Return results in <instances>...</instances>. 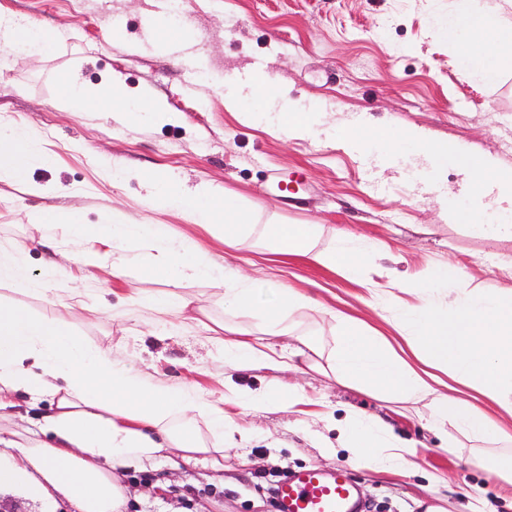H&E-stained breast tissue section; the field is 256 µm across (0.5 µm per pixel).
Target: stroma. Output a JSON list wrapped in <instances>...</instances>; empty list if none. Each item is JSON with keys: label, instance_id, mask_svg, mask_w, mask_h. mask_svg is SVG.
Instances as JSON below:
<instances>
[{"label": "stroma", "instance_id": "stroma-1", "mask_svg": "<svg viewBox=\"0 0 512 512\" xmlns=\"http://www.w3.org/2000/svg\"><path fill=\"white\" fill-rule=\"evenodd\" d=\"M482 0H185L188 48L162 51L150 44L145 21L166 11V0H0V15L49 25L62 34L54 51L31 56L0 45V121L33 127L51 164H39L31 180L43 196L0 182V244L27 256L31 274L47 258L41 230L29 215L48 208L80 212L101 223L107 209L125 211L136 224L168 225L216 265L242 268L259 281L258 303L270 298L262 282L275 274L313 299L295 314L298 332L331 345L337 315L356 318L386 336L409 363L417 357L385 320L370 286L303 259L262 247L233 249L209 230L172 210L143 206L144 178L171 174L185 187L207 183L254 205L277 224H326L374 251L373 283L415 280L431 263H453L471 287L512 286V239L491 237L457 223L470 208L463 174L448 165L428 176L414 147L390 149L384 163L364 161L333 146L329 129L346 119L387 118L392 128H416L512 168V62L499 81L484 82L461 65V44L445 40L439 18ZM117 21L123 41L108 25ZM88 84L109 79L129 94L150 90L167 105V122L124 125L119 115H86L55 108L58 78L70 70ZM264 71L287 87L303 108L321 107L317 138L287 140L265 124L247 125L224 108L228 87H246ZM129 177L113 182L112 162ZM285 178L302 203L293 208L276 187ZM68 270L55 289L32 295L0 282V298L39 314L65 313L78 333L132 365L164 388L194 386L212 401L236 389L260 391L272 379L298 385L305 397L292 408L258 412L226 405L231 424L243 432L226 445L222 464L159 460L148 471L125 474L123 512H275L270 489L281 473L299 468L343 467L363 488L365 512H512V492L491 471L493 449L455 456L443 436L425 422L426 408L407 412L376 394L337 384L319 374H273L225 366L211 338L222 324L253 325V312L224 311V288L214 282L162 281L147 274L122 280L94 269L80 283L84 307L64 309ZM167 293L191 300L183 312L160 315L140 305L142 295ZM381 417L415 443L416 466L378 473L350 464L338 428L350 409Z\"/></svg>", "mask_w": 512, "mask_h": 512}]
</instances>
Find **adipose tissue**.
I'll return each mask as SVG.
<instances>
[{
    "instance_id": "ef3b65f1",
    "label": "adipose tissue",
    "mask_w": 512,
    "mask_h": 512,
    "mask_svg": "<svg viewBox=\"0 0 512 512\" xmlns=\"http://www.w3.org/2000/svg\"><path fill=\"white\" fill-rule=\"evenodd\" d=\"M439 26L449 41H463L459 59L464 66L478 70L486 83L498 81L503 54L512 50V23L504 21L498 7L459 11ZM0 36L10 49L34 54L51 52L60 38L57 30L12 18L0 25ZM59 83L56 106L65 112H116L131 124L166 117L163 100L152 95L132 96L112 83L91 86L71 72ZM249 88L260 102L277 106L272 124L276 133L295 139L317 133L321 112L298 108L270 75L251 79ZM365 132L413 145L435 168L456 161L475 201L490 197L512 208V169L480 156H456L448 142L423 137L414 128L392 131L361 118L345 125L338 147L352 149ZM48 160L29 126L0 123V181L42 194V186L31 183L29 176L35 162ZM145 184L147 205L177 209L189 223L207 225L231 247L255 238L272 252L301 256L348 277L361 276L372 258L352 236L326 231L321 224H257L246 203L205 185L189 190L171 175L147 176ZM31 219L49 236L78 244L72 261L79 271L106 268L122 279L140 271L161 280L218 282L224 287L225 309L255 306L253 279L219 268L188 243L174 241L165 225L131 223L116 208L101 224L84 223L76 212L51 210L33 213ZM267 286L274 301L262 310L264 333L289 334L293 314L309 300L281 281H268ZM422 288L424 298L412 306L395 303L390 292L376 293L375 298L393 305V321L403 340L422 353L425 365L448 372L449 381L431 383L384 336L352 318L342 320L322 363L310 357L318 349L312 336L299 337L297 346L280 352L246 339L227 340L224 358L236 366L278 370L302 357L308 368L326 370L341 384L367 388L404 407L425 403L428 422L446 435L452 454L462 453L470 442L512 447V289L471 288L465 274L449 263L426 267ZM460 384L495 403L501 422H492L458 395ZM23 395L34 402L50 396L56 405L40 421L45 441L0 448V488L21 489L46 504L58 494L78 512H122L127 469H147L168 452L190 462L224 451L226 414L193 387L162 390L78 336L65 316L38 315L0 303V410L14 406ZM301 400L294 385L237 390L228 398L244 410ZM195 416L204 421L213 443H206L191 425ZM339 441L356 464L383 472L415 466V449L363 411H349Z\"/></svg>"
}]
</instances>
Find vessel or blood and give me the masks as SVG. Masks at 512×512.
Wrapping results in <instances>:
<instances>
[{
  "instance_id": "1",
  "label": "vessel or blood",
  "mask_w": 512,
  "mask_h": 512,
  "mask_svg": "<svg viewBox=\"0 0 512 512\" xmlns=\"http://www.w3.org/2000/svg\"><path fill=\"white\" fill-rule=\"evenodd\" d=\"M278 512H363L358 485L345 468L301 469L273 490Z\"/></svg>"
}]
</instances>
